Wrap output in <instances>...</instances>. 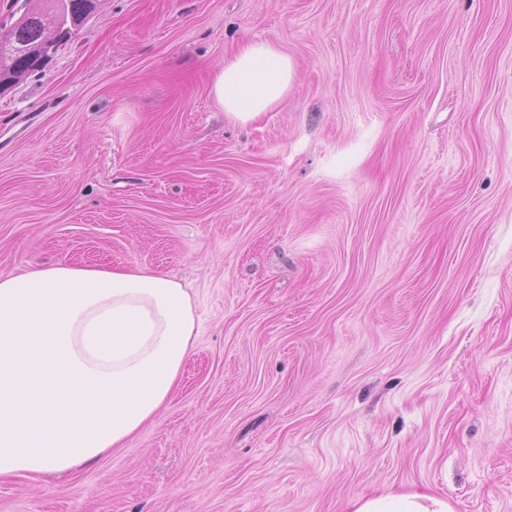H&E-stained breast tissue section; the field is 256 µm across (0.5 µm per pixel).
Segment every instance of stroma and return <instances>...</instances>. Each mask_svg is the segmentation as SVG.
Here are the masks:
<instances>
[{"instance_id": "obj_1", "label": "stroma", "mask_w": 512, "mask_h": 512, "mask_svg": "<svg viewBox=\"0 0 512 512\" xmlns=\"http://www.w3.org/2000/svg\"><path fill=\"white\" fill-rule=\"evenodd\" d=\"M251 42L294 75L242 124ZM52 265L178 281L194 348L0 512H512V0H96L0 95V278ZM292 78L293 67L287 55L268 44L251 43L217 74L213 93L228 116L245 123L276 105ZM347 512H454L447 497L428 492L409 491L375 497H354Z\"/></svg>"}]
</instances>
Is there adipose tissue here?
Wrapping results in <instances>:
<instances>
[{
    "instance_id": "adipose-tissue-1",
    "label": "adipose tissue",
    "mask_w": 512,
    "mask_h": 512,
    "mask_svg": "<svg viewBox=\"0 0 512 512\" xmlns=\"http://www.w3.org/2000/svg\"><path fill=\"white\" fill-rule=\"evenodd\" d=\"M293 78L287 55L243 47L215 78L228 116L249 122ZM196 315L177 281L142 269L48 266L0 279V476L66 472L151 421L193 348ZM349 512H454L447 497L358 496Z\"/></svg>"
}]
</instances>
